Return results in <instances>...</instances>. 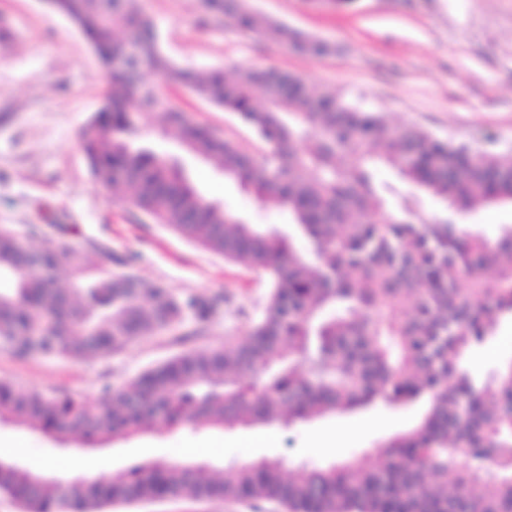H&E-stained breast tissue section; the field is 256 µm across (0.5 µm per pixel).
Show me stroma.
<instances>
[{"label": "stroma", "mask_w": 512, "mask_h": 512, "mask_svg": "<svg viewBox=\"0 0 512 512\" xmlns=\"http://www.w3.org/2000/svg\"><path fill=\"white\" fill-rule=\"evenodd\" d=\"M265 20L328 40L331 55L316 59L285 50L271 36L232 23L201 24L200 0H137L156 23L164 53L178 66L224 69L275 67L300 74L317 92L380 113L392 124H415L442 140L464 142L496 156H512V0H355L336 12L319 0H246ZM0 229L26 234L41 225L36 247L66 243L82 254L111 252L112 269L154 281L177 294L220 295L224 302L195 336L181 330L138 338L127 349L86 360L19 357L0 347V381L20 391L68 394L97 403L117 388L188 347H219L247 335L262 312L269 285L253 269L227 262L149 218H137L126 192L105 187L89 168L80 133L102 105L106 79L91 47L67 18L41 0H0ZM172 102L198 124L238 143L256 158L264 145L234 114L183 88ZM160 112L139 118L143 141L181 163L191 181L226 212L252 224L288 232L292 216L264 208L212 162L158 135ZM419 407L383 403L264 431L269 445L243 447L256 426L222 429L187 424L87 448L61 446L22 425H0V439L24 440L18 461L50 468L76 456L116 476L150 460L185 461L189 448L220 446L215 466L229 460L282 459L322 467L334 461L367 462L390 436L412 427ZM117 512H280L277 505L236 501L161 500Z\"/></svg>", "instance_id": "stroma-1"}]
</instances>
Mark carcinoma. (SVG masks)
<instances>
[{
  "label": "carcinoma",
  "mask_w": 512,
  "mask_h": 512,
  "mask_svg": "<svg viewBox=\"0 0 512 512\" xmlns=\"http://www.w3.org/2000/svg\"><path fill=\"white\" fill-rule=\"evenodd\" d=\"M205 10L261 33L245 0H203ZM102 65V112L81 131L96 179L128 190L127 202L224 259L263 271L268 302L229 348L190 349L104 391L93 406L70 396L18 391L0 381V423L24 424L61 445L133 436L187 422L211 427L291 425L382 402L420 405L418 422L373 450L375 463L289 467L279 459L212 465L152 460L118 476L59 477L0 458V493L21 512H107L168 498L266 499L285 512H512V358L481 375L469 358L512 321V228L490 240L465 223L483 206H512V158L477 153L376 112L297 75L250 68H182L162 52L153 19L135 0H51ZM279 41L313 57L321 39L286 27ZM146 71L160 83L144 82ZM183 87L235 114L267 149L259 161L174 106ZM162 111L180 144L214 159L260 205L293 219L289 234L248 224L207 199L166 159L130 139L142 112ZM392 168L404 193L377 184ZM446 202L427 213L422 196ZM305 237L310 251L294 250ZM30 248L0 232V344L21 356L84 359L124 350L139 336L199 325L220 297L183 298L112 272L65 244L40 250L74 287L30 267ZM467 278L469 288L457 287Z\"/></svg>",
  "instance_id": "carcinoma-1"
}]
</instances>
